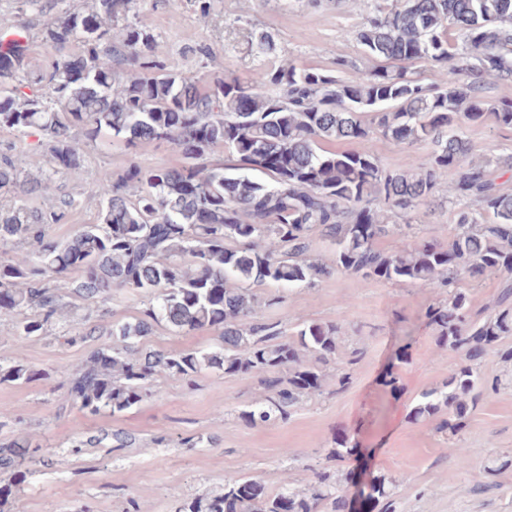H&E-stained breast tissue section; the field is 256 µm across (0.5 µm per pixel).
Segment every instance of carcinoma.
Listing matches in <instances>:
<instances>
[{
	"instance_id": "obj_1",
	"label": "carcinoma",
	"mask_w": 512,
	"mask_h": 512,
	"mask_svg": "<svg viewBox=\"0 0 512 512\" xmlns=\"http://www.w3.org/2000/svg\"><path fill=\"white\" fill-rule=\"evenodd\" d=\"M55 0L60 13L45 37L55 53L35 75L40 94L22 91L28 45L24 31L0 48V129L39 133L49 144L50 169H76L83 160L74 135L110 137L129 148L167 141L182 155L177 167L130 165L103 174L101 223L66 239L50 235L55 213L17 198L0 209V243L27 241L31 249L0 261V321L27 314L22 335L44 336L65 313L59 291L93 302L114 287L143 298L132 321L103 334L68 331L67 344L100 341L83 366L66 376L63 402L90 415H115L147 400L159 378L193 381L202 372L249 374L263 398L239 413L250 426L288 419L299 404L349 385L363 351L342 355L340 323H310L294 336L282 323L258 316L281 303L262 298L266 283L311 287L335 271L363 281L423 282L443 290L427 318L435 343L459 356L442 385L423 392L413 422L437 421L436 431L458 436L482 397L501 380L482 372L489 350L512 367V191L496 184L489 163L467 160L475 146L469 124L491 121L512 129V98L482 96L489 75L512 82V0H393L378 6L357 34L378 65L350 82L330 70L291 61L252 78L198 77L166 72L155 59L150 19L136 0H93L84 11ZM256 51L277 53L272 34L255 37ZM430 62L448 72L444 87L426 85L411 66ZM397 143L427 142L432 150L414 172L384 167L364 143L372 135ZM345 142L352 149L327 145ZM224 150V163L210 158ZM21 158L0 159V191L21 186ZM461 202L448 244L410 243L383 252L376 240L394 215L416 212L448 171ZM336 246L330 262L312 254L313 237ZM78 273L74 281L64 276ZM506 275L491 308L473 312L459 287L463 277ZM175 333L213 331L209 351H162L143 346L155 327ZM32 378L22 365L0 366V384ZM355 453L337 438L329 458ZM33 461L27 437L0 442V502L22 491V466ZM297 487L271 489L244 474L224 477V490L176 501L174 512H353L351 474L309 467ZM410 490L405 479H373L367 500L377 512H396Z\"/></svg>"
}]
</instances>
